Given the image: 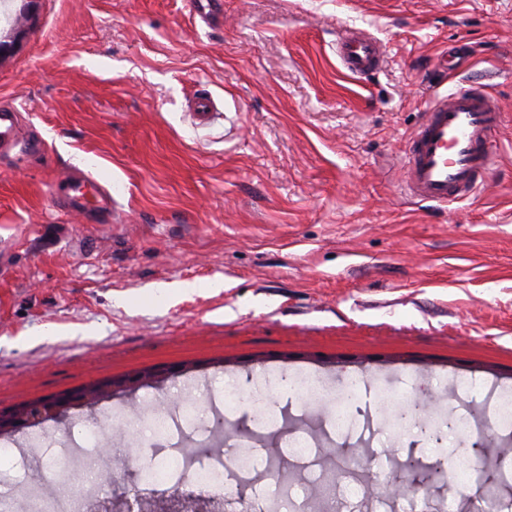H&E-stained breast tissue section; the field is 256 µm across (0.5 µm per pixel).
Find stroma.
<instances>
[{"mask_svg":"<svg viewBox=\"0 0 512 512\" xmlns=\"http://www.w3.org/2000/svg\"><path fill=\"white\" fill-rule=\"evenodd\" d=\"M205 26L191 0H38L18 22L0 0V29L20 27L0 58V102L24 106L47 152L0 157V410L107 378L130 390L15 432L0 455V494L25 499L23 462L61 490L102 441L82 436L95 411L134 414L190 399L253 428L225 377L317 375L370 392L345 403L358 424L336 429L327 402L275 393V410L317 414L327 443L294 465L287 495L306 500L329 448L370 438L380 455L428 463L462 442L512 439L491 397L512 391V0H221ZM371 34L383 63L347 78L336 33ZM465 48L444 73L437 54ZM473 83L505 122L497 168L473 198L443 208L404 197L406 140L435 95ZM206 87L220 109L194 126L188 103ZM80 169L111 183L117 219L65 212L56 178ZM161 366L168 379L138 384ZM425 395L481 430L447 431L440 446L391 433L383 409ZM192 445L209 434L175 417L169 440L147 429L116 450ZM67 456L50 467L47 455ZM274 480H229L224 512H259ZM114 474L92 501L124 495L131 512L187 494Z\"/></svg>","mask_w":512,"mask_h":512,"instance_id":"stroma-1","label":"stroma"}]
</instances>
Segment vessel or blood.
Segmentation results:
<instances>
[{
	"label": "vessel or blood",
	"mask_w": 512,
	"mask_h": 512,
	"mask_svg": "<svg viewBox=\"0 0 512 512\" xmlns=\"http://www.w3.org/2000/svg\"><path fill=\"white\" fill-rule=\"evenodd\" d=\"M336 55L351 75L366 78L381 65L380 43L364 33L344 32ZM218 106L208 91L188 106L195 125L205 127ZM23 115L11 104H0V151L38 152L43 143ZM504 120L497 99L486 89L470 86L435 98L406 143L402 166L404 191L412 201L448 205L473 197L496 163L495 137ZM71 211L89 217L101 211L115 213L118 202L108 185L89 173L59 179Z\"/></svg>",
	"instance_id": "obj_1"
}]
</instances>
